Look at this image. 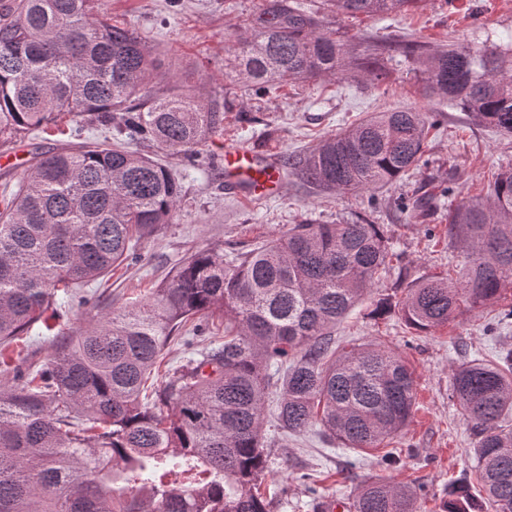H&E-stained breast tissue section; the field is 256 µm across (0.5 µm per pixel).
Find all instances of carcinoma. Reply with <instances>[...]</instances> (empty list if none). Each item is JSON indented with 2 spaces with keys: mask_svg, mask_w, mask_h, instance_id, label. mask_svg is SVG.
Segmentation results:
<instances>
[{
  "mask_svg": "<svg viewBox=\"0 0 512 512\" xmlns=\"http://www.w3.org/2000/svg\"><path fill=\"white\" fill-rule=\"evenodd\" d=\"M100 0H15L0 12V146L70 116L191 156L224 127L219 104L191 90L158 96L152 51L112 23ZM336 14L383 16L423 0H330ZM269 18L238 30L224 77L272 93L287 80L332 79L350 55L337 31L274 0ZM423 92L512 133V48L473 52L407 43ZM434 123L421 109L375 112L313 148L298 175L333 193L390 185L419 166ZM0 200V350L38 323L58 291L102 280L138 259L137 242L172 223L181 186L157 159L107 140L38 152ZM448 237L466 252L457 279L421 278L384 294L372 315L397 311L419 333L512 288V169L486 198L448 209ZM388 241L364 219L294 224L231 263L199 251L145 301L102 313L60 337L43 366L0 382V512H270L264 412L276 400L283 435L313 426L347 448H377L408 424L414 372L375 341L334 336L336 324L389 274ZM224 336L151 382L167 345L190 344L205 322ZM193 335L177 337L187 327ZM452 396L477 429L481 499L512 512V348L472 359ZM418 489L391 481L354 490L353 512H417ZM467 482L448 485L445 512H474Z\"/></svg>",
  "mask_w": 512,
  "mask_h": 512,
  "instance_id": "cac0c4a2",
  "label": "carcinoma"
}]
</instances>
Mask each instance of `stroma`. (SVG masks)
<instances>
[{"label": "stroma", "mask_w": 512, "mask_h": 512, "mask_svg": "<svg viewBox=\"0 0 512 512\" xmlns=\"http://www.w3.org/2000/svg\"><path fill=\"white\" fill-rule=\"evenodd\" d=\"M269 0H102L112 21L138 32L160 62L154 81L167 93L175 81L194 85L207 100L226 104L223 131L207 142L214 164L161 155L153 144L129 140L130 149L160 157L182 187L172 223L136 246L137 263L116 268L107 285L84 286L88 303L63 294L55 298L61 314L53 331L35 325L18 341L13 362L20 368L44 362L54 336L76 331L98 308L120 309L149 297L168 274L201 249L225 256L249 251L289 225L337 224L365 217L379 226L397 255L393 266L406 280L447 276L462 266L461 249L448 244L449 204L485 195L501 168L512 167V134L473 120L448 100L422 92L412 59L393 47L409 41L436 46L448 42L480 51L512 42V0H425L412 11L385 16H336L329 0H301L304 10L337 29L351 52L364 42L390 45L376 56L382 82L368 85L353 74L333 80L297 81L257 97L224 77L225 46L232 34L262 18ZM405 107L432 112L420 166L394 184L334 195L300 176H282L283 194L267 200L227 193L224 151L242 147L255 154L298 160L323 138L375 112ZM60 134L35 131L0 147V186L16 185L29 173L36 152L65 143ZM371 302L360 304L341 323L342 340H373L396 349L412 367L416 404L404 430L392 441L402 451L396 466L383 461L384 448L356 451L325 438L318 429L283 436L267 427L271 512H317L335 499L348 512L354 489L371 479L419 487L418 512H443L450 483L471 476L475 431L450 396L451 370L474 358L493 359L500 344L492 321L496 308L464 311L454 322L420 335L399 314L375 320Z\"/></svg>", "instance_id": "stroma-1"}]
</instances>
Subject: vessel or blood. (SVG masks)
I'll list each match as a JSON object with an SVG mask.
<instances>
[{"label": "vessel or blood", "instance_id": "b4317fda", "mask_svg": "<svg viewBox=\"0 0 512 512\" xmlns=\"http://www.w3.org/2000/svg\"><path fill=\"white\" fill-rule=\"evenodd\" d=\"M224 179L229 186L246 188L249 195L270 199L281 187L276 163L258 165L253 152L233 148L224 152Z\"/></svg>", "mask_w": 512, "mask_h": 512}]
</instances>
